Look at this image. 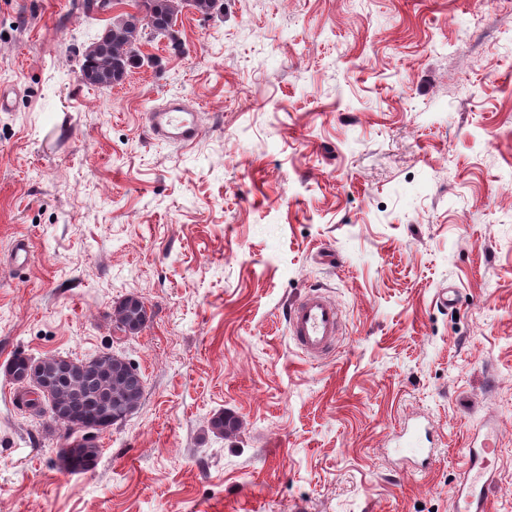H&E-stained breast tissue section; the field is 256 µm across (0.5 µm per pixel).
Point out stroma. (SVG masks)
<instances>
[{"mask_svg":"<svg viewBox=\"0 0 512 512\" xmlns=\"http://www.w3.org/2000/svg\"><path fill=\"white\" fill-rule=\"evenodd\" d=\"M81 2L0 0V512H452L487 416L512 512V0H221L110 88L78 79L109 22ZM175 96L186 147L146 129ZM312 290L343 316L315 360L285 318ZM20 352L142 374L88 471ZM115 324L125 335L138 334L149 316L144 302L137 297H126L115 308Z\"/></svg>","mask_w":512,"mask_h":512,"instance_id":"1","label":"stroma"}]
</instances>
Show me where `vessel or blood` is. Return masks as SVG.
<instances>
[{
  "instance_id": "b4317fda",
  "label": "vessel or blood",
  "mask_w": 512,
  "mask_h": 512,
  "mask_svg": "<svg viewBox=\"0 0 512 512\" xmlns=\"http://www.w3.org/2000/svg\"><path fill=\"white\" fill-rule=\"evenodd\" d=\"M150 138L188 146L201 133L196 108L183 100H169L149 114ZM288 332L306 356L320 358L335 346L340 334L341 314L336 303L315 291L291 304ZM498 452L495 431L473 436L464 450L463 463L450 490L454 512H490L489 491L495 483L493 456Z\"/></svg>"
}]
</instances>
